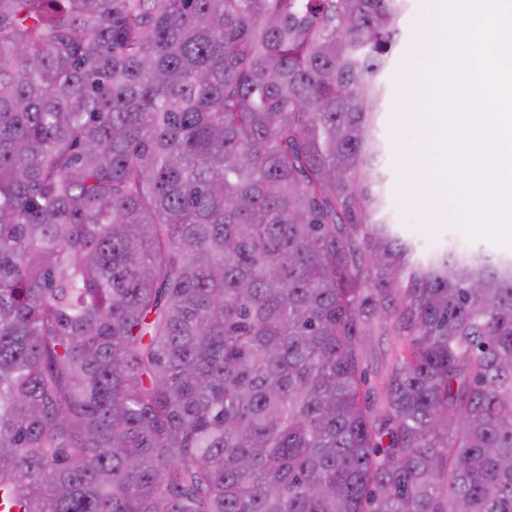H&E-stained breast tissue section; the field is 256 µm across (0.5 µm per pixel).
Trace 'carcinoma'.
Listing matches in <instances>:
<instances>
[{
	"instance_id": "carcinoma-1",
	"label": "carcinoma",
	"mask_w": 512,
	"mask_h": 512,
	"mask_svg": "<svg viewBox=\"0 0 512 512\" xmlns=\"http://www.w3.org/2000/svg\"><path fill=\"white\" fill-rule=\"evenodd\" d=\"M404 8L0 0L5 509L512 512V260L386 215ZM396 336H379L371 350L361 360V372L366 388L380 392L387 381L397 349Z\"/></svg>"
}]
</instances>
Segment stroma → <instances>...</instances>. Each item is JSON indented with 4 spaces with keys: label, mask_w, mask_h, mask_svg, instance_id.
I'll return each mask as SVG.
<instances>
[{
    "label": "stroma",
    "mask_w": 512,
    "mask_h": 512,
    "mask_svg": "<svg viewBox=\"0 0 512 512\" xmlns=\"http://www.w3.org/2000/svg\"><path fill=\"white\" fill-rule=\"evenodd\" d=\"M435 10V0H407L399 20L402 39L393 48L385 73L389 96L378 118L375 135L384 146L381 169L382 190L388 202L386 213L401 238L414 246L417 260L449 248L505 260L512 257V246L469 239L459 222L445 217L442 205L432 202L422 207L412 201L411 173L427 139L424 127L414 117L424 100L416 50L420 39L435 42L440 38L438 28L431 21ZM397 343V337L381 336L365 353L361 360L365 387L382 389L391 372Z\"/></svg>",
    "instance_id": "1"
}]
</instances>
